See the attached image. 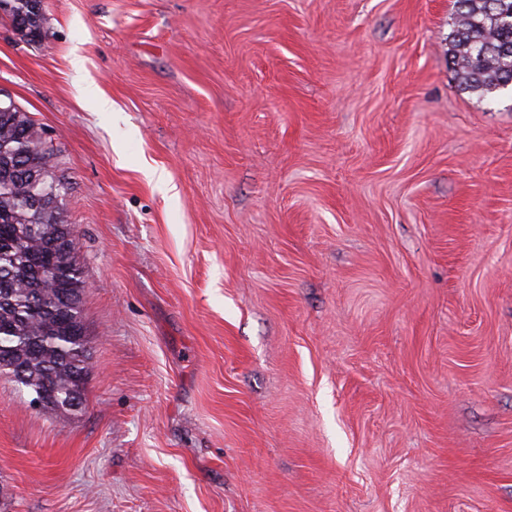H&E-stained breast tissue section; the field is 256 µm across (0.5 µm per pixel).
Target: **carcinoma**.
I'll list each match as a JSON object with an SVG mask.
<instances>
[{
	"mask_svg": "<svg viewBox=\"0 0 512 512\" xmlns=\"http://www.w3.org/2000/svg\"><path fill=\"white\" fill-rule=\"evenodd\" d=\"M450 45L462 90L481 98L512 91V0H455ZM12 161L36 170L63 200L69 181L54 174L56 154L44 148L26 112H0V164ZM37 190L0 168V373L12 377L21 367L29 393L65 398L75 375L89 370L91 346L81 301L69 307L52 300L73 286L84 291L85 280L77 260L79 236L71 226L67 251L51 245L50 234L65 220L59 204L54 214L29 206ZM30 224L44 225L45 235H16Z\"/></svg>",
	"mask_w": 512,
	"mask_h": 512,
	"instance_id": "1",
	"label": "carcinoma"
}]
</instances>
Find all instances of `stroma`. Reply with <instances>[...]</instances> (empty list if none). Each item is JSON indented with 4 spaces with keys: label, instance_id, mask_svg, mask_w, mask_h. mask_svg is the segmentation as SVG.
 <instances>
[{
    "label": "stroma",
    "instance_id": "1",
    "mask_svg": "<svg viewBox=\"0 0 512 512\" xmlns=\"http://www.w3.org/2000/svg\"><path fill=\"white\" fill-rule=\"evenodd\" d=\"M454 13L0 18V87L70 181L92 354L63 415L0 376V512H512V98L460 89Z\"/></svg>",
    "mask_w": 512,
    "mask_h": 512
}]
</instances>
